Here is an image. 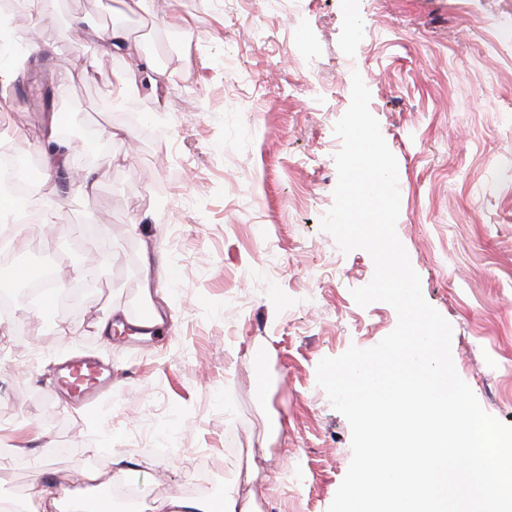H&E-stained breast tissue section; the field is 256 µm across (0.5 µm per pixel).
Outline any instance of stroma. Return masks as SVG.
<instances>
[{
    "label": "stroma",
    "instance_id": "stroma-1",
    "mask_svg": "<svg viewBox=\"0 0 512 512\" xmlns=\"http://www.w3.org/2000/svg\"><path fill=\"white\" fill-rule=\"evenodd\" d=\"M33 25L9 13L26 58L6 104L26 141L48 115L68 125L69 157L92 170L91 197L47 181L61 230L29 224L17 255L47 254L72 282L94 256L92 288L55 325L21 302L0 326V497L15 483L104 497L114 460L131 467L137 512L185 494L191 458L214 466L207 498L252 484L261 512H328L351 460V431L316 368L394 330L392 306L362 307L364 250L342 252L321 221L334 204L336 122L360 73L369 109L398 163L396 233L421 290L452 326L459 376L481 408L512 425V0H179L190 31L127 13L121 0H43ZM121 24L151 63L149 82L102 109L112 67L99 33ZM69 70L51 112L31 108ZM136 113V121L125 113ZM124 128L132 141L86 149L82 131ZM173 330L132 348L143 301ZM120 309L124 333L97 324ZM112 363V396L68 408L49 389L56 364Z\"/></svg>",
    "mask_w": 512,
    "mask_h": 512
}]
</instances>
